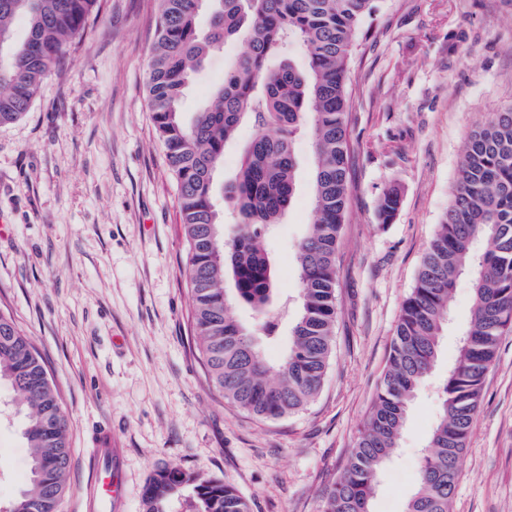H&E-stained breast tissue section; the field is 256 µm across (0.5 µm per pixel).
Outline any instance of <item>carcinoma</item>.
<instances>
[{"instance_id": "obj_1", "label": "carcinoma", "mask_w": 512, "mask_h": 512, "mask_svg": "<svg viewBox=\"0 0 512 512\" xmlns=\"http://www.w3.org/2000/svg\"><path fill=\"white\" fill-rule=\"evenodd\" d=\"M206 0H160L156 38L147 64V100L177 188L192 296L190 325L212 385L235 407L277 420L319 395L329 367L338 316L337 255L348 204L347 87L357 31L375 0H215L207 30ZM98 0H0V126L19 120L44 78L85 29ZM26 24L17 38L16 22ZM233 40L246 43L212 101L184 119V90L207 55ZM301 43L300 69L288 47ZM253 136L236 178L224 185L233 221L224 223L214 194L224 149L242 123ZM310 138L314 152L312 223L294 249L299 306L288 348L270 361L254 328L233 318L235 302L261 316L266 344L280 338L273 311L277 273L267 247L296 195L294 141ZM400 195L378 202L386 226ZM469 273L473 303L459 356L440 384V405L415 491L404 512H451L462 453L483 383L502 336L512 332V103L468 137L451 200L403 302L389 366L350 451L343 475L322 512H370L380 475L393 457L407 413L432 372L448 328L449 301ZM230 282L233 294L224 287ZM0 384L24 414L30 448L28 485L8 512H59L69 490V419L43 360L15 321L0 313ZM191 490L192 512H250L239 491L197 472L163 468L149 480L143 512H171Z\"/></svg>"}]
</instances>
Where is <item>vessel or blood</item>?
<instances>
[{
  "label": "vessel or blood",
  "instance_id": "vessel-or-blood-1",
  "mask_svg": "<svg viewBox=\"0 0 512 512\" xmlns=\"http://www.w3.org/2000/svg\"><path fill=\"white\" fill-rule=\"evenodd\" d=\"M121 469V449L113 447L109 436L100 435L88 451L80 512H121L124 506Z\"/></svg>",
  "mask_w": 512,
  "mask_h": 512
}]
</instances>
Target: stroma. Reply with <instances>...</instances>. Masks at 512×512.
Instances as JSON below:
<instances>
[{
    "label": "stroma",
    "instance_id": "35a3bbf8",
    "mask_svg": "<svg viewBox=\"0 0 512 512\" xmlns=\"http://www.w3.org/2000/svg\"><path fill=\"white\" fill-rule=\"evenodd\" d=\"M158 0H99L32 107L0 127V311L29 336L69 415L79 512L88 448L123 449V512H142L155 472L233 485L251 512H321L387 365L403 300L448 208L472 129L512 102V0H380L351 60L349 199L339 248L338 322L322 392L263 421L227 403L194 350L177 190L146 99ZM207 57L185 91L192 117L242 51ZM297 193L268 239L280 297L297 293L292 255L312 212L313 152L294 144ZM390 187L400 206L380 226ZM472 306L462 275L448 333L410 407L372 512H403ZM0 388V502L25 486L29 450ZM452 512H512V333L486 375Z\"/></svg>",
    "mask_w": 512,
    "mask_h": 512
}]
</instances>
